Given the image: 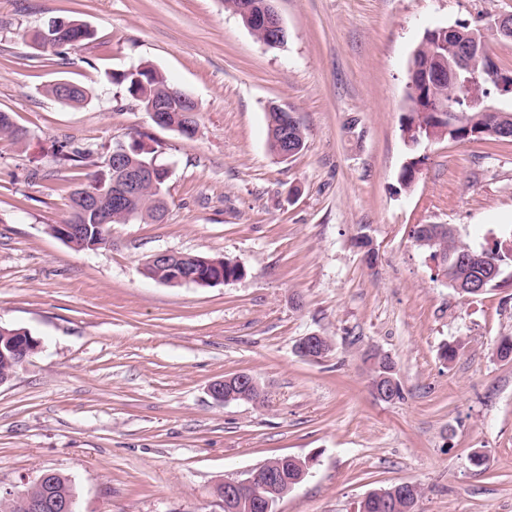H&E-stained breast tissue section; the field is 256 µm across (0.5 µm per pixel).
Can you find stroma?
Here are the masks:
<instances>
[{
    "instance_id": "obj_1",
    "label": "stroma",
    "mask_w": 512,
    "mask_h": 512,
    "mask_svg": "<svg viewBox=\"0 0 512 512\" xmlns=\"http://www.w3.org/2000/svg\"><path fill=\"white\" fill-rule=\"evenodd\" d=\"M274 5L287 41L270 49L224 0H0V111L28 132L0 140V326L41 342L0 385V489L54 472L77 512H224V480L294 456L310 474L278 512H357L402 481L421 490L417 512H512V358L496 353L512 337V264L466 298L413 238L449 224L476 249L500 239L512 142L412 148L401 127L425 32L512 14V0ZM58 16L90 37L38 53L24 30ZM138 64L197 101L193 138L113 85ZM65 80L84 102L50 95ZM272 103L306 132L285 160L267 143ZM134 137L169 169L164 220L112 225L102 249L65 244L52 227L70 192ZM60 141L88 158L60 164ZM159 252L226 258L243 275L159 283L145 272ZM309 334L331 342L316 361L295 352ZM375 352L395 361L402 400L373 396ZM240 372L265 403L211 397L213 381Z\"/></svg>"
}]
</instances>
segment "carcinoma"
<instances>
[{"instance_id": "1", "label": "carcinoma", "mask_w": 512, "mask_h": 512, "mask_svg": "<svg viewBox=\"0 0 512 512\" xmlns=\"http://www.w3.org/2000/svg\"><path fill=\"white\" fill-rule=\"evenodd\" d=\"M89 35L86 27L78 24L70 29L61 32L55 39L56 45L48 48V51L60 55L64 50L73 46V41L83 40ZM457 36L452 33L448 35V44H438L428 38H423L417 47L414 57L426 53H435L443 56H451L456 45ZM476 82L481 86V93L485 101L494 100L512 102V69L502 68L490 55L489 52L477 56L468 71L459 74L455 83L444 85H424L419 87L417 95L407 94V109L403 117L402 130L412 131L421 140L428 139V135L437 138H446L450 141L463 139L468 134L464 125L450 127L456 116H461L462 122L467 123L477 117L480 107L472 102L463 92L462 87L469 83ZM112 84L123 89L131 98L138 101L144 110L161 105L170 112L178 124L184 126L182 135L191 137L196 131L197 118L188 117L190 113H197V104L189 100V95L171 84L165 75L158 69L149 66H139L132 70L115 72L112 74ZM52 96L64 103L78 104L85 100L86 92L78 84L63 82L57 83L50 88ZM437 98L442 101L448 113V118L443 120L437 113L427 111L430 98ZM289 113L280 112L271 107L267 112V133H279L288 131V148L303 149L306 142L305 130L299 121H288ZM0 139H9L14 143H22L27 139V131L19 127L6 112H0ZM124 152V160L128 165H156V180L141 186L139 191L132 198L125 201V204L112 210V223L126 224L132 221L143 223L158 222L165 216L167 206L165 201V184L168 179L167 170L164 164L157 161L154 152L146 148L142 141L134 138L131 142L116 144L111 151L104 156L103 170L90 178L86 184L74 188L70 194V212L67 224H78L77 232L65 240L79 249H89L98 243L101 247L111 244L110 225L99 223L88 199L91 193L107 195L114 192L117 186L122 184L123 174L118 169L108 164L112 153ZM87 151L75 147L72 144L60 143L55 148L56 157L63 162H76L83 158ZM429 253H441L446 259L442 271L448 280L461 277H472L475 275V268L467 264H454L459 253L464 251L463 245L455 238H448L442 235L438 242L432 247L426 248ZM488 255L501 265L512 263V245L506 247L502 242L496 241L488 247ZM185 272L199 274L202 277L222 276L224 281L236 280L243 275L242 268L229 260L223 258H211L207 262H194L185 267ZM11 339L0 333V379H7L14 376L20 367V363L9 350ZM373 359L371 377L386 375V384H392L391 392L396 398L403 399V387L398 378L396 363L392 359H379L372 355ZM263 466L272 467L278 472L279 481L275 488L266 492V495L278 502L292 490L290 481L301 476L306 462L288 460L281 461L279 458H272L263 463ZM44 496L54 497L61 501L75 499L73 489L69 481L56 473H50L45 479L15 492L9 498L0 497V512H26L25 503L30 499ZM417 504L414 499L409 498L396 491V485L370 493V498L359 506V512H416Z\"/></svg>"}]
</instances>
